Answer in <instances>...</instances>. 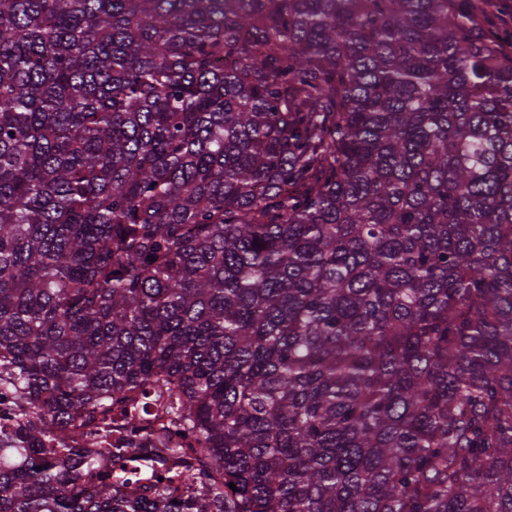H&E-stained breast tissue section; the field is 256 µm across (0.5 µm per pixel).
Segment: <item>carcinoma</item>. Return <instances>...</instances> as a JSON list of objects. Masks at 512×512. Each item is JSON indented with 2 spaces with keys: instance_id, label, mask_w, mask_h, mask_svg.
I'll return each instance as SVG.
<instances>
[{
  "instance_id": "1",
  "label": "carcinoma",
  "mask_w": 512,
  "mask_h": 512,
  "mask_svg": "<svg viewBox=\"0 0 512 512\" xmlns=\"http://www.w3.org/2000/svg\"><path fill=\"white\" fill-rule=\"evenodd\" d=\"M479 11L0 0V512H512V46ZM170 382L198 447L120 494L148 449L85 428Z\"/></svg>"
}]
</instances>
